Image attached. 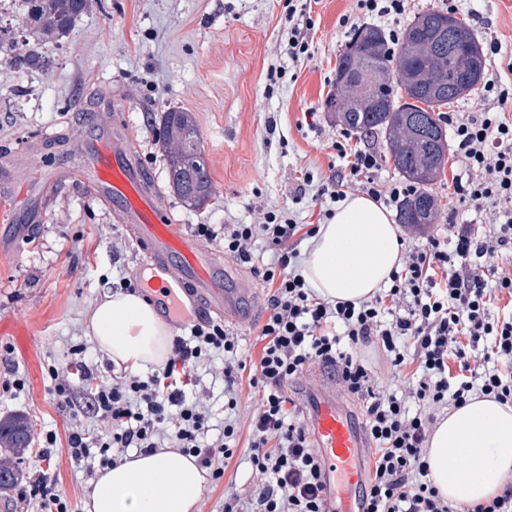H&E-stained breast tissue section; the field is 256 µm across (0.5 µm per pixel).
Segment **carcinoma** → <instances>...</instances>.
Listing matches in <instances>:
<instances>
[{
    "instance_id": "obj_1",
    "label": "carcinoma",
    "mask_w": 512,
    "mask_h": 512,
    "mask_svg": "<svg viewBox=\"0 0 512 512\" xmlns=\"http://www.w3.org/2000/svg\"><path fill=\"white\" fill-rule=\"evenodd\" d=\"M27 32L26 51L7 56L13 66L23 63L25 70H43L48 61L43 54L45 44L67 34L75 22L92 8L95 0H16ZM454 21L458 29L455 41L459 49L480 47L465 23L439 10H430L417 16L405 29L395 51H388L384 32L376 26L358 28L347 48L336 61V76L349 70L354 47L363 49L358 62L370 69L380 66L389 72V78L372 85L373 105L355 95H344L339 82L328 99V106L336 110L338 121L350 130L384 135L387 153L394 168L410 182L419 186V192L400 207L402 224H436L440 213L437 199L427 189L444 169L448 154V136L444 132L440 108L461 99L485 77L483 51L474 54L478 74L472 81L458 88L454 84L456 61L436 54L415 56L410 52L414 27L422 23L420 37L430 41L437 32ZM423 118L436 128L438 135L425 139L411 128ZM161 130L166 148V170L169 188L190 208H201L210 198L212 181L207 169L199 132L189 112L169 109L162 113ZM30 446V422L23 414L0 418V494L5 493L20 477L19 464Z\"/></svg>"
}]
</instances>
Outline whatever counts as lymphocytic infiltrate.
I'll use <instances>...</instances> for the list:
<instances>
[{"label":"lymphocytic infiltrate","mask_w":512,"mask_h":512,"mask_svg":"<svg viewBox=\"0 0 512 512\" xmlns=\"http://www.w3.org/2000/svg\"><path fill=\"white\" fill-rule=\"evenodd\" d=\"M290 25L288 54L309 55L314 21L305 0H284ZM455 144L463 175L454 176L456 204L448 223L406 247L403 263L386 288L357 304L332 303L308 288L299 271L300 244L316 227L265 212L255 224H228L223 230L200 224L198 235L223 239L224 252L248 264L268 288L269 314L259 329V360L243 357L237 334L218 322L192 325L175 337L171 355L151 376H107L85 359L87 347L70 346L62 366H49L48 393L59 408L94 419L93 428H72L67 449L74 462L96 458L108 468L129 450L146 453L175 441L194 455L213 481L224 476L216 456L231 459L236 423L224 422V439L202 438L209 414L193 390L191 376L213 353L224 356V409L235 412L242 379L261 386L259 406L249 418V462L260 488L248 497L230 494L224 512H323L321 464L298 408L289 407L288 384L312 363L333 373L344 391L360 397L366 430L374 447L369 470L368 512H512V483L492 499L456 507L431 484L426 445L438 412L458 406L471 394L512 403V313L493 314L491 294L512 296V266L494 268L488 260L512 253V87L487 80L467 114L443 117ZM343 129L330 144L341 163L330 179L329 197L365 193L385 205H400L417 191L403 182L380 184L370 174L378 156L352 147ZM264 241L270 261L252 248ZM468 337L461 346L459 337ZM374 344L396 368L411 364L415 375L405 389L385 391L359 353ZM482 355H475V347ZM457 360L451 372L449 360ZM58 443L47 432L37 453L42 469L16 496L38 503L42 512H75L47 469Z\"/></svg>","instance_id":"1"}]
</instances>
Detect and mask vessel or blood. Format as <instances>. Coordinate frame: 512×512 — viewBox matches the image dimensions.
I'll use <instances>...</instances> for the list:
<instances>
[{
	"mask_svg": "<svg viewBox=\"0 0 512 512\" xmlns=\"http://www.w3.org/2000/svg\"><path fill=\"white\" fill-rule=\"evenodd\" d=\"M128 131L122 117L96 113L77 124L72 136L83 144L80 181L110 201L131 232L155 305L176 315L187 297L209 318L236 321L249 315L251 284L172 217ZM299 394L303 422L321 458L324 512H366L368 439L359 415L340 400L335 381L324 375L304 376Z\"/></svg>",
	"mask_w": 512,
	"mask_h": 512,
	"instance_id": "1",
	"label": "vessel or blood"
}]
</instances>
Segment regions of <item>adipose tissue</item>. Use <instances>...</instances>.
<instances>
[{"label": "adipose tissue", "mask_w": 512, "mask_h": 512, "mask_svg": "<svg viewBox=\"0 0 512 512\" xmlns=\"http://www.w3.org/2000/svg\"><path fill=\"white\" fill-rule=\"evenodd\" d=\"M403 263L400 229L370 197L350 196L307 243L302 274L309 288L331 302L370 300ZM87 331L117 367L132 371L163 365L171 332L155 309L134 292L104 294L90 310ZM462 463L448 464L450 450ZM430 479L440 497L477 504L498 495L512 479V405L479 394L449 409L427 444ZM205 471L174 448L132 452L98 471L82 512H199Z\"/></svg>", "instance_id": "1"}]
</instances>
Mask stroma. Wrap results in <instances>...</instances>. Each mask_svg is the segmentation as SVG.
Here are the masks:
<instances>
[{
	"instance_id": "1",
	"label": "stroma",
	"mask_w": 512,
	"mask_h": 512,
	"mask_svg": "<svg viewBox=\"0 0 512 512\" xmlns=\"http://www.w3.org/2000/svg\"><path fill=\"white\" fill-rule=\"evenodd\" d=\"M466 23L481 46L498 41L512 49V0H476ZM315 22L308 58L288 57V19L281 0H101L66 37L44 46L45 70L15 69L0 57V165L26 143L70 128L91 112H116L129 124L138 151L171 215L186 225L253 224L260 212H286L312 223L320 194L337 166L327 144L338 126L327 99L336 60L354 27L366 24L356 0H311ZM286 75L271 84V68ZM171 108L196 118L214 192L203 208L190 210L168 186L161 114ZM316 111L317 129L305 114ZM276 129H268V120ZM312 172L306 198L296 199L303 173ZM38 213L17 197L0 198V239L10 254L0 260V345L13 349L0 362V381L23 378L24 389L0 391V417L28 415L31 440L47 431L66 437L73 419L46 392V369L63 363L69 347L85 343L86 356L108 360L83 320L93 302L121 279H135L139 251L110 203L91 195L71 168L59 170ZM254 312L235 324L240 346L259 358L258 328L265 321L268 290L254 281ZM221 360L197 371L196 393L210 414L207 440L224 435ZM260 389L238 391L236 451L220 482H206L200 512H224V493L249 495L258 481L248 463L252 434L248 416ZM50 473L74 504L89 480L59 447Z\"/></svg>"
}]
</instances>
